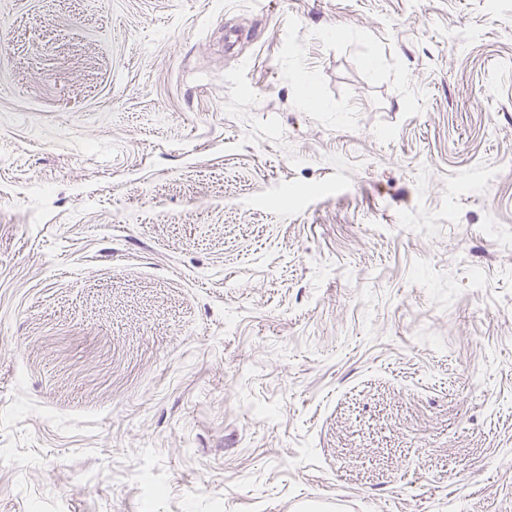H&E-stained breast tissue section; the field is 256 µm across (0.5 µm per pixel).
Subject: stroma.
I'll list each match as a JSON object with an SVG mask.
<instances>
[{"mask_svg": "<svg viewBox=\"0 0 512 512\" xmlns=\"http://www.w3.org/2000/svg\"><path fill=\"white\" fill-rule=\"evenodd\" d=\"M325 503L512 512V0H0V512Z\"/></svg>", "mask_w": 512, "mask_h": 512, "instance_id": "stroma-1", "label": "stroma"}]
</instances>
